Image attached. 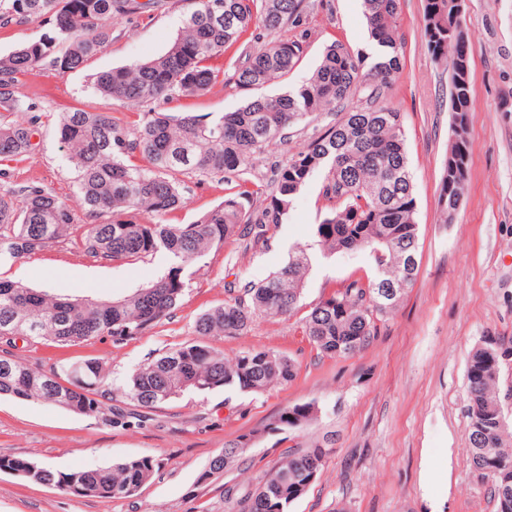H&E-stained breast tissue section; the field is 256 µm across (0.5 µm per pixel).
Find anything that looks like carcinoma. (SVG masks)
<instances>
[{"instance_id":"carcinoma-1","label":"carcinoma","mask_w":512,"mask_h":512,"mask_svg":"<svg viewBox=\"0 0 512 512\" xmlns=\"http://www.w3.org/2000/svg\"><path fill=\"white\" fill-rule=\"evenodd\" d=\"M184 10L183 26L160 56L135 61L95 75V93L129 105L166 103L201 94L221 73L220 59L252 28L273 34L299 27L313 8L312 0H175ZM153 0H0V24L37 20L45 32L36 40L0 57V161L30 154L39 132L37 118H11L20 110L12 86L18 76L37 67L57 71L79 68L112 41L114 13L137 14ZM369 38L378 52L369 56L336 41L328 46L308 82L276 97L256 95L219 119L162 110L142 113L131 128L108 112H61L57 132L73 167L88 224L74 223L69 205L35 184L0 192V265L76 240L80 252L95 260L134 261L167 254L173 266L129 294L109 300L37 291L0 278V341L18 337L61 346H76L99 336L115 343L139 336L169 317L188 279L184 271L231 236L255 246L268 224H281L294 198L317 171H325L321 194L332 202L316 224L323 258L338 252L364 255L370 270L330 286L302 318L303 332L321 353L345 356L366 347L377 333V321L395 309L415 283L419 225L416 198L403 130V113L389 104L388 94L401 69L400 0H362ZM423 30L434 62L448 71L452 141L448 159L468 155V114L474 111L472 87L460 86L453 58L470 48L463 14L456 0H424ZM307 49L305 38L270 40L234 65L230 80L245 90H260L287 77ZM365 95V106L344 113L287 164L277 169L267 191L248 177L252 155L285 135V131L321 114H329ZM147 161L148 166L139 164ZM174 171L201 175L232 173L238 190L191 224L144 223L139 214L158 219L184 204V186ZM468 170L457 174L443 167L438 195L440 223L457 211ZM264 199L258 209L250 202ZM312 257L294 247L288 261L260 283H247L242 294L211 308L196 319L197 339L174 347L135 369L122 387L112 388L110 371L99 358H86L47 375L17 357H0V396L46 402L76 415H97L104 402L118 397L141 408H155L186 392L234 388L260 393L295 376L294 361L270 350H248L232 361L209 339L236 336L257 316L291 317L301 308ZM483 343L467 368L468 453L481 477L491 482L497 512L504 492L512 494V433L503 439L489 430L483 416L497 409L508 413L512 388L502 392L500 372ZM314 402L285 407L263 433L301 430L314 422ZM258 439L254 431L224 446L209 462L198 483L209 485L242 456V440ZM329 452L317 445L290 452L268 471L242 502L240 512H289L315 481ZM153 456L126 459L102 467L62 470L51 464L0 454V471L9 470L28 483L79 498L121 499L136 495L160 469Z\"/></svg>"}]
</instances>
